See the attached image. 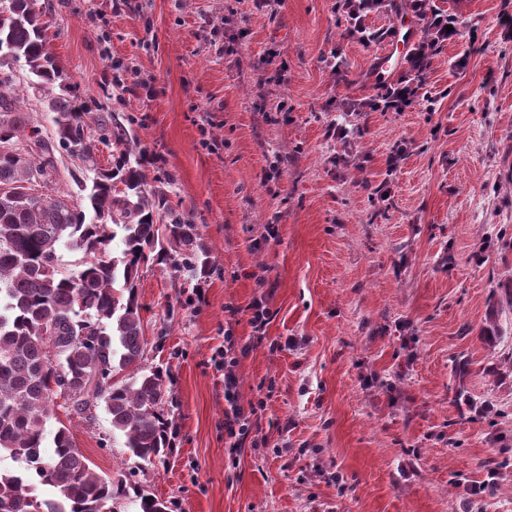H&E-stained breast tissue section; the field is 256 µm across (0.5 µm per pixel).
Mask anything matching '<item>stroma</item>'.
Instances as JSON below:
<instances>
[{
	"label": "stroma",
	"mask_w": 512,
	"mask_h": 512,
	"mask_svg": "<svg viewBox=\"0 0 512 512\" xmlns=\"http://www.w3.org/2000/svg\"><path fill=\"white\" fill-rule=\"evenodd\" d=\"M431 5L458 28L431 57V109L356 112L408 66L380 72L381 42L344 38L333 0H39L65 93L160 156L148 180L209 256L203 273L180 248L137 281L143 364L173 400L166 462L131 456L105 409L73 423L128 488L113 512H139L138 489L173 512H456L490 476L473 512H512V0ZM13 71L26 123L54 136ZM262 295L260 341L245 308ZM228 335L240 403H263L256 447L234 451Z\"/></svg>",
	"instance_id": "35a3bbf8"
}]
</instances>
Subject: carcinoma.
Masks as SVG:
<instances>
[{
    "instance_id": "obj_1",
    "label": "carcinoma",
    "mask_w": 512,
    "mask_h": 512,
    "mask_svg": "<svg viewBox=\"0 0 512 512\" xmlns=\"http://www.w3.org/2000/svg\"><path fill=\"white\" fill-rule=\"evenodd\" d=\"M0 10V144L38 148L25 158L0 156V455L21 464L0 470L3 512H102L126 493V486L96 473L75 447L61 422L57 389L82 392L85 399L66 408L68 420L90 422L98 404L112 432L125 437L130 454L163 462L172 448V420L165 410L169 391L163 372L142 366L144 324L134 289L139 267L165 252L193 244L195 226L171 207L163 190L147 189V175L129 148L126 130L109 125L63 94L46 97L56 139L26 128L19 115L12 66L24 62L34 77L30 88L48 91L61 78L51 52L48 26L38 0H6ZM99 142L118 151L114 167L98 170L93 126ZM78 157L90 181L71 173L80 199L32 192L53 183L56 153ZM121 236V256L108 246ZM82 253L69 274L59 271V248ZM43 327L53 331L44 338ZM60 363L52 365L47 345ZM130 371L126 380L104 386V374ZM58 423L54 449H45L47 424ZM46 494H36L37 488ZM140 512H170L167 502L137 492Z\"/></svg>"
}]
</instances>
